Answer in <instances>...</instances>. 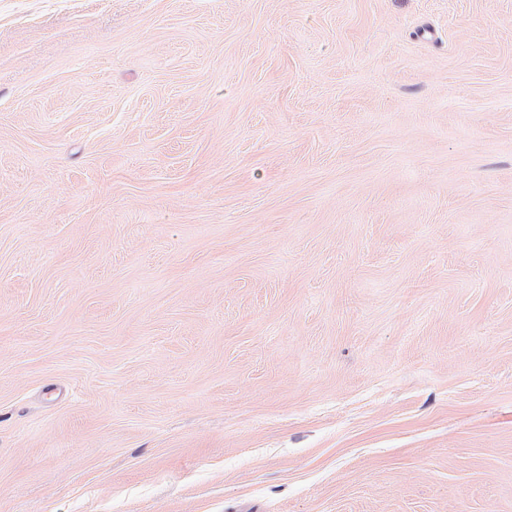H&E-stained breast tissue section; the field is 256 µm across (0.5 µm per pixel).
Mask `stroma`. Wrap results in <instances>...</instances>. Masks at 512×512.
<instances>
[{
  "instance_id": "1",
  "label": "stroma",
  "mask_w": 512,
  "mask_h": 512,
  "mask_svg": "<svg viewBox=\"0 0 512 512\" xmlns=\"http://www.w3.org/2000/svg\"><path fill=\"white\" fill-rule=\"evenodd\" d=\"M0 512H512V0H0Z\"/></svg>"
}]
</instances>
